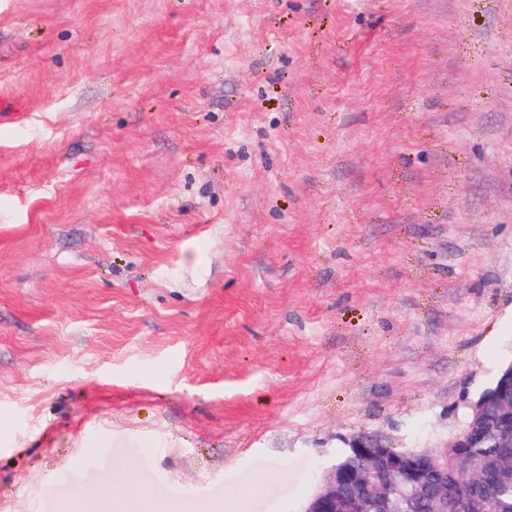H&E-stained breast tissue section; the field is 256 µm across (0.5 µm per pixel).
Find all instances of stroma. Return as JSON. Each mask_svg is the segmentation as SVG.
<instances>
[{
    "label": "stroma",
    "mask_w": 512,
    "mask_h": 512,
    "mask_svg": "<svg viewBox=\"0 0 512 512\" xmlns=\"http://www.w3.org/2000/svg\"><path fill=\"white\" fill-rule=\"evenodd\" d=\"M512 364V0H0V512H303Z\"/></svg>",
    "instance_id": "obj_1"
}]
</instances>
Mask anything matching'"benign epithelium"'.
Returning <instances> with one entry per match:
<instances>
[{
    "mask_svg": "<svg viewBox=\"0 0 512 512\" xmlns=\"http://www.w3.org/2000/svg\"><path fill=\"white\" fill-rule=\"evenodd\" d=\"M464 407L472 418L444 448L398 452L366 434L352 437L304 512H448V466L440 464L448 449L460 457L490 432L512 458V364Z\"/></svg>",
    "mask_w": 512,
    "mask_h": 512,
    "instance_id": "obj_1",
    "label": "benign epithelium"
}]
</instances>
